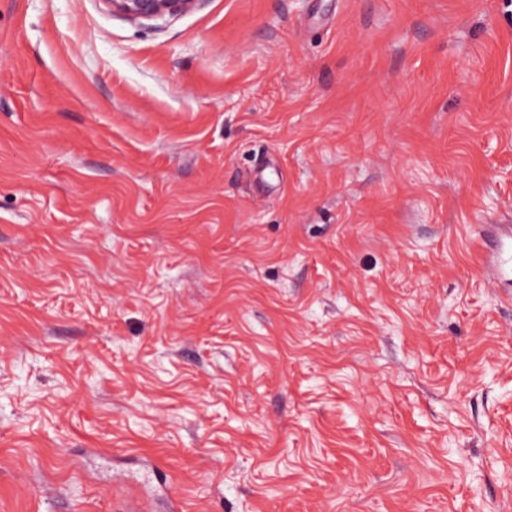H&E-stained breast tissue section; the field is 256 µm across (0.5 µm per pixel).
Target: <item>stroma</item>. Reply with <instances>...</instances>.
<instances>
[{
  "label": "stroma",
  "instance_id": "1",
  "mask_svg": "<svg viewBox=\"0 0 512 512\" xmlns=\"http://www.w3.org/2000/svg\"><path fill=\"white\" fill-rule=\"evenodd\" d=\"M512 0H0V512H512ZM198 0H105L113 13L130 19H156L190 10Z\"/></svg>",
  "mask_w": 512,
  "mask_h": 512
}]
</instances>
